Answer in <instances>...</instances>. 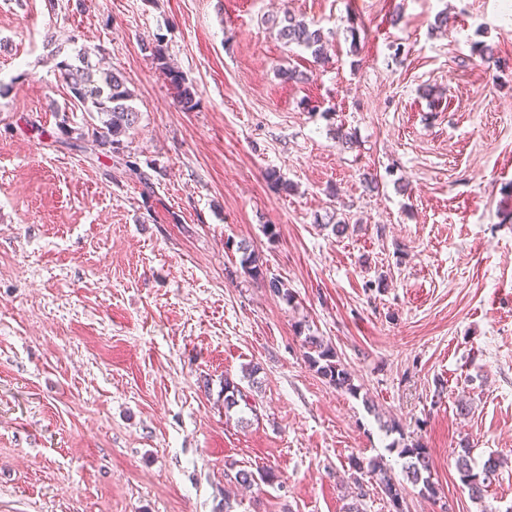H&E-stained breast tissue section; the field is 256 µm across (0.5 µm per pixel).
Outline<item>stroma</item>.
<instances>
[{"mask_svg":"<svg viewBox=\"0 0 512 512\" xmlns=\"http://www.w3.org/2000/svg\"><path fill=\"white\" fill-rule=\"evenodd\" d=\"M504 3L0 0V512H395L349 478L376 457L402 512H512ZM287 13L322 29L325 58L278 38ZM51 32L125 76L140 173L87 113L58 128ZM242 241L283 293L243 273ZM301 323L357 394L309 368ZM228 380L255 416L225 411ZM401 441L426 449L436 497ZM466 444L505 461L480 502ZM240 468L275 479L245 490ZM148 51H150V55L154 60L157 61L160 69L170 78L171 82L174 83L179 89L182 87L179 90V104L181 107L184 110L194 109L197 102L194 99L193 92L191 91L190 87L183 85L184 80L179 72H175L168 66L167 59L161 45L156 44L155 46H149ZM399 455L406 459V473L408 479L415 485L422 484L420 494L423 496L434 497L437 494V488L430 480L429 476V457L425 448L418 442L404 444L399 451ZM427 473V476H424Z\"/></svg>","mask_w":512,"mask_h":512,"instance_id":"stroma-1","label":"stroma"}]
</instances>
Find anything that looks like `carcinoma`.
I'll use <instances>...</instances> for the list:
<instances>
[{
  "instance_id": "1",
  "label": "carcinoma",
  "mask_w": 512,
  "mask_h": 512,
  "mask_svg": "<svg viewBox=\"0 0 512 512\" xmlns=\"http://www.w3.org/2000/svg\"><path fill=\"white\" fill-rule=\"evenodd\" d=\"M278 36L288 45L296 44L311 50L317 60L321 59L325 53L327 40L322 30L313 27V23L294 15L288 13L284 15L280 21ZM46 46L51 48L52 55L62 57L57 67L70 92L68 112L79 110L88 113L91 117L97 116L99 126L93 128L96 141L109 148V152L113 154L126 152L122 136L134 127L138 112L131 105L133 93L127 87L123 73L112 68L100 69L93 63L90 53L85 49L76 51L74 55L65 52V46L53 35L47 37ZM146 50L150 51V55L171 82L179 87L181 107L185 110L194 109L196 101L193 92L190 87L184 85L181 75L168 66L161 45L148 46ZM125 164L129 170L140 176L143 175L137 156L126 152ZM238 250L242 253L240 264L244 273L252 279L265 278L266 272L259 254L245 244L238 246ZM303 347L306 361L318 374L339 389L350 393L356 392L351 373L337 359L336 350L332 345L317 336L308 334L304 336ZM242 399L241 389L234 382L224 380L225 412L228 413L237 407ZM399 455L406 459L405 469L408 479L420 486V494L428 497L435 496L437 488L427 475L429 457L425 448L417 442L405 444L400 449ZM502 466L503 463L499 458L490 456L481 467H476L470 456V448L466 446L461 448L456 459L461 481L468 489L469 496L477 501L484 499L487 488L496 480ZM351 468L355 472L352 476L355 484H360L357 474L366 473L374 479L389 503L396 504L403 499V487L380 461L371 460L365 464L360 460H354L351 462Z\"/></svg>"
}]
</instances>
